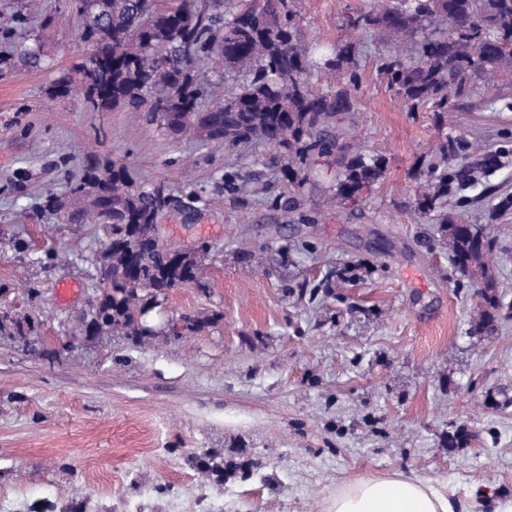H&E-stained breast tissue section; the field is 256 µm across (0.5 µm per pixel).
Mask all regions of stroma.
Wrapping results in <instances>:
<instances>
[{
	"label": "stroma",
	"instance_id": "obj_1",
	"mask_svg": "<svg viewBox=\"0 0 512 512\" xmlns=\"http://www.w3.org/2000/svg\"><path fill=\"white\" fill-rule=\"evenodd\" d=\"M372 2L299 0L311 49L343 39L345 16ZM35 37L47 52L38 68L21 55ZM84 49L72 0L0 29V306L38 319L42 337L0 338V512H321L346 479L396 471L447 484L456 512L478 488L511 499L512 209L490 226L503 318L477 336L478 298L457 286L438 225L418 223L414 206L415 174L443 133L483 149L512 141V82L479 87L439 128L387 88L377 46L362 39L351 143L381 156L386 174L341 204L336 159L320 158L297 195L305 222L283 224L277 152L89 111L77 84L51 96ZM89 145L138 185L173 190L158 218L165 241L210 247L202 279L168 291L150 314L156 336L139 343L73 336L106 235L62 223L43 193L66 194ZM231 165L249 175L235 194L224 189ZM324 283L331 295L310 296ZM193 315L208 324L171 332ZM458 426L470 438L448 448ZM241 444L262 464L251 481L188 462Z\"/></svg>",
	"mask_w": 512,
	"mask_h": 512
}]
</instances>
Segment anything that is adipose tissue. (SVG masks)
<instances>
[{
  "label": "adipose tissue",
  "mask_w": 512,
  "mask_h": 512,
  "mask_svg": "<svg viewBox=\"0 0 512 512\" xmlns=\"http://www.w3.org/2000/svg\"><path fill=\"white\" fill-rule=\"evenodd\" d=\"M446 486L400 472L359 476L338 488L323 512H455Z\"/></svg>",
  "instance_id": "ef3b65f1"
}]
</instances>
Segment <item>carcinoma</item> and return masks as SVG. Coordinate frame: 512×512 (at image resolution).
Returning <instances> with one entry per match:
<instances>
[{
    "label": "carcinoma",
    "instance_id": "carcinoma-1",
    "mask_svg": "<svg viewBox=\"0 0 512 512\" xmlns=\"http://www.w3.org/2000/svg\"><path fill=\"white\" fill-rule=\"evenodd\" d=\"M74 2L83 41L96 56L94 69H79L89 111L143 112L173 136L194 134L196 117L205 112L224 144L283 153L282 174L293 194L316 160L333 153L341 201L356 200L384 177L383 159L353 150L344 127L358 111L360 37L412 43L411 57L383 56L377 71L414 112L425 108L439 118L458 112L474 86L512 77V0H378L348 14L349 36L318 58L304 43L297 0H196L190 12L178 3L161 9L156 0ZM322 73L336 76V83L317 88L314 79ZM165 112L174 116L170 125L159 120ZM464 149L462 138L446 137L442 159L461 162L436 178L427 171L430 181L417 195L415 212L425 224H440L459 281L476 287L473 331L489 335L502 309L488 262L494 241L485 225L443 207L477 185L480 195L500 198L503 210L512 208V195L500 196L489 180L502 148L472 160ZM96 184L107 188L105 203H84L86 189ZM69 192L47 193L44 207L67 224H99L107 232L95 261L96 296L79 316L77 332L93 326L99 339L153 335L150 313L168 289L197 280L209 245L175 251L155 244L146 228L157 223L172 194L162 183L136 186L123 165H103L90 154ZM36 330L32 317L0 311V336L24 340ZM258 469L243 450L228 476L245 482Z\"/></svg>",
    "mask_w": 512,
    "mask_h": 512
}]
</instances>
